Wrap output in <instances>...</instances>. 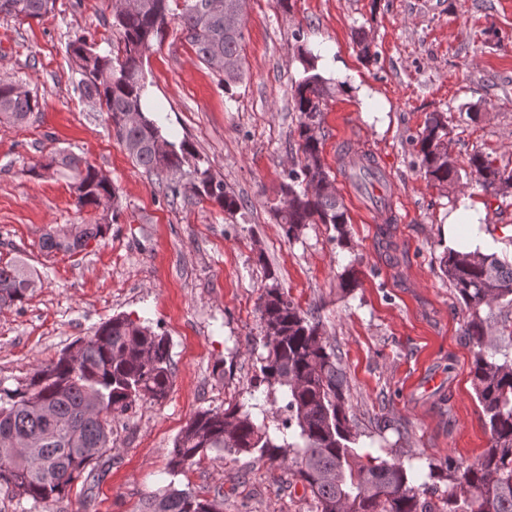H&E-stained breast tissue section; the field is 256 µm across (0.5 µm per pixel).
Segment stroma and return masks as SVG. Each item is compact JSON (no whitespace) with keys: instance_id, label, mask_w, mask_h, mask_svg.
Listing matches in <instances>:
<instances>
[{"instance_id":"1","label":"stroma","mask_w":512,"mask_h":512,"mask_svg":"<svg viewBox=\"0 0 512 512\" xmlns=\"http://www.w3.org/2000/svg\"><path fill=\"white\" fill-rule=\"evenodd\" d=\"M116 6L56 0L41 20L0 14V81L42 104L26 124L0 122V262H25L41 281L22 304L0 308V380L15 387L116 315L170 344L167 398L112 423V466L88 490L94 512H139L171 482L205 497L222 491L224 512H316L287 466L251 455L210 451L169 475L173 442L198 411L237 402L260 419L276 410L256 384L266 353L257 302L269 268L290 299L318 311L340 348L361 452L423 469L474 462L489 434L464 314L438 259L448 217L466 200L482 210L481 246L512 259V196L495 199L464 181L438 186L419 169L415 139L441 112L459 173L476 151L512 169V0H291L287 10L248 0L245 77L229 94L170 24L144 59L152 105L241 200L233 215L197 196L166 197L156 176L132 164L106 112L83 100L67 45L78 34L116 43ZM302 48L346 70L326 73L321 124L324 162L350 216L343 247L329 224L288 240L273 211L301 160L291 87ZM360 146L394 182L392 223L372 221L370 201L338 169ZM57 149L85 157L117 192L109 234L74 253L42 250V234L93 223L98 211L78 209L63 174L22 173ZM348 268L359 285L345 294L338 277Z\"/></svg>"}]
</instances>
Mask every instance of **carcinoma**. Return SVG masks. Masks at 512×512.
<instances>
[{
  "instance_id": "cac0c4a2",
  "label": "carcinoma",
  "mask_w": 512,
  "mask_h": 512,
  "mask_svg": "<svg viewBox=\"0 0 512 512\" xmlns=\"http://www.w3.org/2000/svg\"><path fill=\"white\" fill-rule=\"evenodd\" d=\"M139 7L115 12L117 49L105 52L84 35L68 45L83 79L82 95L108 113L112 131L132 163L158 177L192 168V188L227 214L241 203L224 188L187 141L167 138L145 105L143 57L169 24L180 26L199 60L232 93L245 75L244 25L224 27L229 0H134ZM55 0H0V13L40 19ZM317 56L299 54L302 78L293 90L298 112L300 167L288 173L280 195L288 207L276 208L288 238L308 224H330L339 244L347 243L348 214L324 163L319 135L329 81L318 71ZM20 84L0 81V122L25 123L41 103ZM448 120L433 112L417 135L420 167L442 187L459 180L448 154ZM471 184L492 197L512 194V170L481 152L469 156ZM72 173L80 208L109 211L116 188L83 157L56 150L31 164L26 173L41 178L48 170ZM110 224H75L69 236L42 235L41 248L74 252L104 238ZM439 269L465 310L464 339L472 358L470 375L489 445L474 462L446 468L428 465L423 472L400 460L362 456L358 433L350 426L349 385L342 358L322 332V323L281 291L275 272L260 296L263 324L260 382L283 388V416L275 431L257 423L243 406L207 409L190 418L174 441L170 471L208 451L256 454L286 465L309 490L317 512H512V353L496 357L491 319L496 306H512V262L479 247L444 250ZM37 287L26 267L0 264V307L22 303ZM77 359L65 354L34 369L9 388L0 384V486L32 505L69 496L74 483L106 472L112 460V418L142 401L165 399L172 382L168 340L125 315L102 322L92 335L78 338ZM447 483L439 502L428 496L437 482ZM222 493L212 498L169 484L150 497L144 512H223Z\"/></svg>"
}]
</instances>
